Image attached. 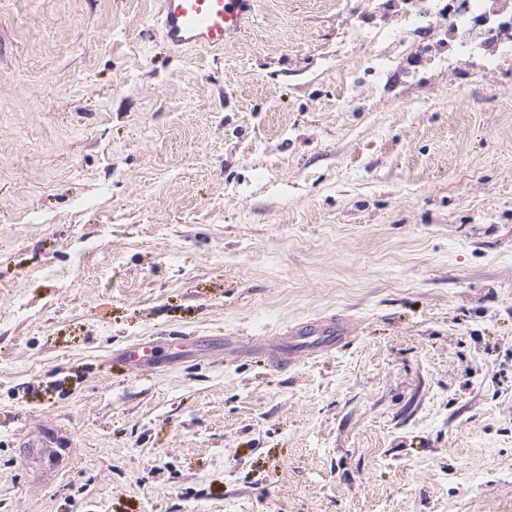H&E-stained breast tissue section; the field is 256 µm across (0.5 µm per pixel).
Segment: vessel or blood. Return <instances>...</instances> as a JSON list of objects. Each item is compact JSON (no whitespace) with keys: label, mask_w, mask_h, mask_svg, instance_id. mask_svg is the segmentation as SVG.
Returning <instances> with one entry per match:
<instances>
[{"label":"vessel or blood","mask_w":512,"mask_h":512,"mask_svg":"<svg viewBox=\"0 0 512 512\" xmlns=\"http://www.w3.org/2000/svg\"><path fill=\"white\" fill-rule=\"evenodd\" d=\"M253 0H159L158 30L173 49H223L247 23ZM355 332L352 321L318 317L288 328L280 336L241 338L273 366L284 368L343 346Z\"/></svg>","instance_id":"obj_1"}]
</instances>
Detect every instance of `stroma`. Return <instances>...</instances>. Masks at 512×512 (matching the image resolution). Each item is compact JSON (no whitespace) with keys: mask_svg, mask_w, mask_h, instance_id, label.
<instances>
[{"mask_svg":"<svg viewBox=\"0 0 512 512\" xmlns=\"http://www.w3.org/2000/svg\"><path fill=\"white\" fill-rule=\"evenodd\" d=\"M158 5L0 0V512H512V63L427 0ZM253 0H160L158 30L172 49L223 50L247 23ZM355 332L352 321L318 317L288 327L282 336L257 337L247 334L240 347H256L273 366L284 368L327 354L343 346Z\"/></svg>","mask_w":512,"mask_h":512,"instance_id":"obj_1","label":"stroma"}]
</instances>
